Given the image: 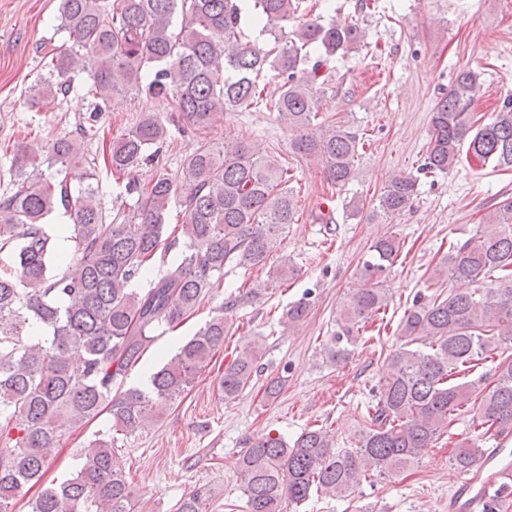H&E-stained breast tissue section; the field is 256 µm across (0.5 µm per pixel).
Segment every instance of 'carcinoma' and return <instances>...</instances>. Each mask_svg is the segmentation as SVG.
<instances>
[{
    "label": "carcinoma",
    "instance_id": "1",
    "mask_svg": "<svg viewBox=\"0 0 512 512\" xmlns=\"http://www.w3.org/2000/svg\"><path fill=\"white\" fill-rule=\"evenodd\" d=\"M303 0H60V29L73 45L51 49L47 76L34 98L67 96L75 78L90 101L93 122L112 96L146 91L172 101L184 122L203 128L220 111H243L262 95L258 80H279L273 107L293 133V151L321 163L328 184L342 191L357 179L361 140L346 125L320 118L314 86L320 69L357 48L354 25L312 16L295 28L288 22ZM273 38L265 49L242 40L243 18ZM180 28H174L175 23ZM318 56L311 58V53ZM481 73L463 68L435 104L432 135L414 174L387 178L371 212L389 218L410 209L418 175L446 173L467 153L512 171V100L487 123L471 108ZM171 119L147 112L112 142L106 170L115 176L121 199L116 212L100 202L97 163L78 143L17 144L13 180L0 197V252L15 258L0 269V512H13L19 497L40 483L49 449L64 426L93 419L106 410L111 428L96 436L76 475L41 488L31 512H133L134 492L112 456V431L133 434L157 409L179 400L224 349L227 319L207 321L157 371L145 388L126 387L129 371L142 360L154 333L181 321L214 290L226 267L262 268L296 221L298 201L288 170L263 158L258 145L239 142L214 149L201 142L186 156L180 177L159 172L148 182L136 171L152 164L166 143ZM53 169L42 178L37 168ZM36 169L29 179L26 169ZM84 181L75 189L74 178ZM182 207L183 225L169 228L172 202ZM61 211L73 225L74 254L66 269L50 266L53 247L44 218ZM401 250L395 235L377 239L349 290L324 348L325 362L346 361L369 319L388 306L383 274ZM177 257L165 262L170 252ZM160 258L163 271L133 287ZM499 272L496 288L469 284ZM294 273L284 263L269 283ZM436 278L463 284L441 297L420 300L403 317L404 342L387 355L391 371L371 387L369 424L357 448L338 452L334 433L309 428L289 444L261 437L247 442L237 467L247 512H284L312 492L341 496L364 482L391 478L418 459L462 407L476 406L478 426L496 437L512 435V355L501 358L491 388L473 396L481 383H456L484 355L512 349V200L502 201L489 223L462 243H452L435 266ZM310 309L309 295L292 302L283 324L294 327ZM47 330L33 335V328ZM257 373V354L246 345L224 367L218 388L224 399L244 392ZM463 442L452 461L467 469L481 455ZM207 492L184 498L178 512H205Z\"/></svg>",
    "mask_w": 512,
    "mask_h": 512
}]
</instances>
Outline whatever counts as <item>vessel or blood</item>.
<instances>
[{
    "mask_svg": "<svg viewBox=\"0 0 512 512\" xmlns=\"http://www.w3.org/2000/svg\"><path fill=\"white\" fill-rule=\"evenodd\" d=\"M512 496V450L486 453L452 479L448 512H485L493 500Z\"/></svg>",
    "mask_w": 512,
    "mask_h": 512,
    "instance_id": "vessel-or-blood-1",
    "label": "vessel or blood"
}]
</instances>
